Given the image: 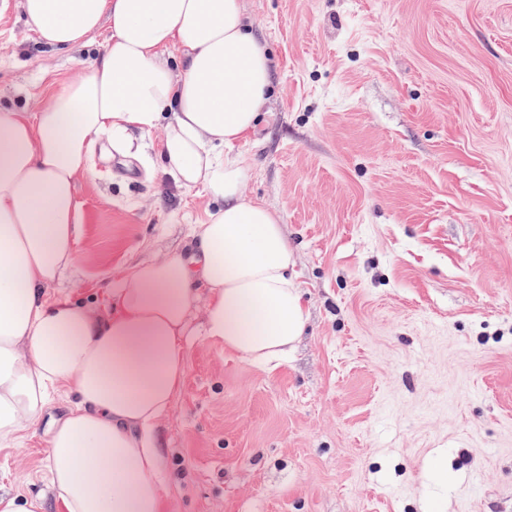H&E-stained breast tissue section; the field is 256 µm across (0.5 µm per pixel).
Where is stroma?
<instances>
[{
	"label": "stroma",
	"instance_id": "obj_1",
	"mask_svg": "<svg viewBox=\"0 0 512 512\" xmlns=\"http://www.w3.org/2000/svg\"><path fill=\"white\" fill-rule=\"evenodd\" d=\"M17 4L0 109L37 112L111 32L51 51ZM241 4L273 86L242 190L296 246L308 330L272 370L193 341L160 425L176 512H512V0ZM163 138L93 144L76 298L206 221L201 190L154 170ZM47 473L42 435L0 449L1 490Z\"/></svg>",
	"mask_w": 512,
	"mask_h": 512
}]
</instances>
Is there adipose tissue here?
<instances>
[{
	"instance_id": "obj_1",
	"label": "adipose tissue",
	"mask_w": 512,
	"mask_h": 512,
	"mask_svg": "<svg viewBox=\"0 0 512 512\" xmlns=\"http://www.w3.org/2000/svg\"><path fill=\"white\" fill-rule=\"evenodd\" d=\"M40 44L111 38L37 112L0 110V448L43 433L48 493H0V512H174L160 421L182 389L190 337L275 368L305 333L295 252L280 215L247 198L235 144L271 90L240 0H19ZM182 52L172 70L165 52ZM164 129L159 168L212 203L187 250L137 263L103 300L59 281L78 259L77 186L91 144ZM69 411L47 417L52 395Z\"/></svg>"
}]
</instances>
